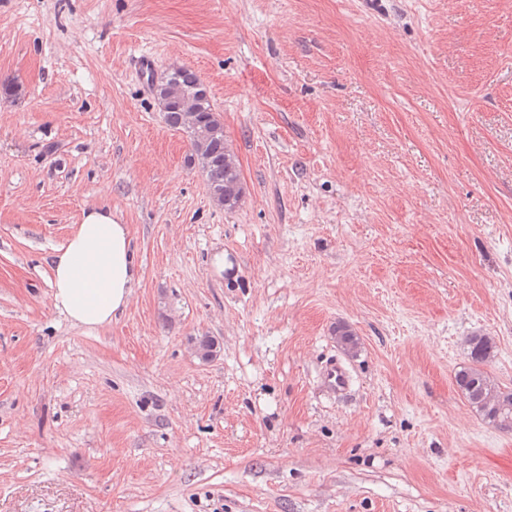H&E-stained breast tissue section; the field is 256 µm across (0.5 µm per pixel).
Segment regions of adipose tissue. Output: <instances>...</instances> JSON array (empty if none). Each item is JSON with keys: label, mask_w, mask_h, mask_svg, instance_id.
Here are the masks:
<instances>
[{"label": "adipose tissue", "mask_w": 512, "mask_h": 512, "mask_svg": "<svg viewBox=\"0 0 512 512\" xmlns=\"http://www.w3.org/2000/svg\"><path fill=\"white\" fill-rule=\"evenodd\" d=\"M48 284L54 309L77 326L111 324L128 306L139 263L128 225L111 208L86 207L54 249Z\"/></svg>", "instance_id": "1"}]
</instances>
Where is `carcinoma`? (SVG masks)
Here are the masks:
<instances>
[{
    "label": "carcinoma",
    "mask_w": 512,
    "mask_h": 512,
    "mask_svg": "<svg viewBox=\"0 0 512 512\" xmlns=\"http://www.w3.org/2000/svg\"><path fill=\"white\" fill-rule=\"evenodd\" d=\"M161 84L169 85L180 92V98L192 102L196 117L201 122L217 118L212 109L208 90L191 69H172ZM185 108L178 101L170 104L165 112L167 124L188 134L190 160L195 161L204 154L209 159L206 173L208 190L218 193L213 201L218 206L233 210L240 204L243 195L241 172L234 151L222 135L201 146L195 139L191 126L186 123ZM336 339L343 349L353 353L358 347V338L344 325L336 327ZM463 350L467 366L455 374V383L467 402L488 424L505 431L512 430V390L499 386L486 370L496 354L494 339L484 333H473L464 339Z\"/></svg>",
    "instance_id": "cac0c4a2"
}]
</instances>
